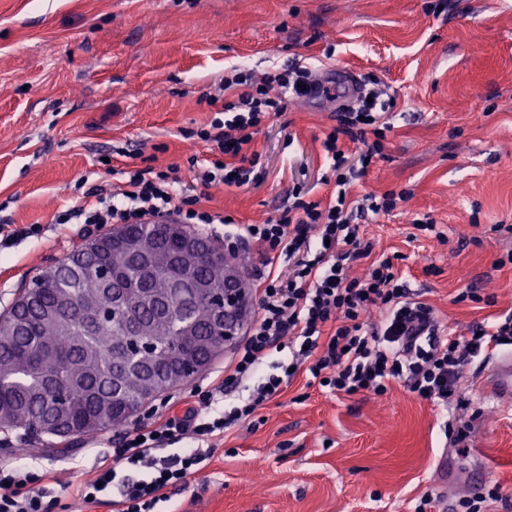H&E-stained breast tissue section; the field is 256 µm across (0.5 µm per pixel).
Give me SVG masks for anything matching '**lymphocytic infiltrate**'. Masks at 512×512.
Instances as JSON below:
<instances>
[{
    "instance_id": "1",
    "label": "lymphocytic infiltrate",
    "mask_w": 512,
    "mask_h": 512,
    "mask_svg": "<svg viewBox=\"0 0 512 512\" xmlns=\"http://www.w3.org/2000/svg\"><path fill=\"white\" fill-rule=\"evenodd\" d=\"M353 101L341 105L336 124L324 136V152L336 193L328 204L306 200L302 188L282 214L263 224H246L226 236L225 246H255L264 267L257 274V316L239 343L224 376L215 385H195L184 409L173 411L170 398L148 406L115 439L106 455L110 462L84 483L78 496L96 504L120 483V498L112 512H154L168 501L169 488L185 485L212 456L214 440L227 429L254 423L257 412L280 397L297 370L309 371L339 395L386 394L390 380L404 381L410 392L430 402H447L468 358L512 344V315L492 324H478L468 334L438 330L431 307L412 299L393 259L375 251L373 241L360 236L368 215L386 214L406 192L388 191L354 199L350 188L383 157V140L391 124L394 98L385 96L372 76ZM318 78L308 68L292 64L255 75L238 66L221 77L208 95L209 105L222 114L197 129L196 137L210 154L206 163L190 157L193 183L203 187H244L260 178L258 155L251 145L262 123L286 108L288 100L315 89ZM236 100L225 101L227 90ZM358 143L356 155L338 145L340 137ZM199 195L189 193L177 167L152 166L129 171L123 188L104 194L91 190L77 204L58 213L59 224H147L163 214L207 231L225 218L202 210ZM284 260L286 270L274 268ZM366 261L363 276L354 277L355 262ZM380 311L372 322V311ZM287 359L273 362L274 352ZM188 441V448L167 454L168 446ZM140 471L138 479H118V466ZM55 480L24 465L0 464V512H50Z\"/></svg>"
}]
</instances>
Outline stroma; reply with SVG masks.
<instances>
[{
    "label": "stroma",
    "instance_id": "obj_1",
    "mask_svg": "<svg viewBox=\"0 0 512 512\" xmlns=\"http://www.w3.org/2000/svg\"><path fill=\"white\" fill-rule=\"evenodd\" d=\"M291 61L320 76L338 67L374 75L395 97L386 156L353 193L409 190L361 229L395 256L415 299L462 333L512 312V266L495 265L512 238L490 230L512 225V0H0V225L43 228L0 247V311L81 245L79 225L55 223L59 211L88 190L112 191L125 171H184L191 155L206 158L187 135L214 117L204 101L214 82L236 65L261 74ZM338 106L333 95L292 100L261 128L260 180L204 191L202 208L231 219L218 232L275 218L298 185L329 201L322 140ZM417 214L443 239L416 230ZM471 287L494 304L456 302ZM485 366L477 357L463 367L444 408L400 380L383 396H337L299 373L261 409L262 424L227 431L156 510L413 512L427 494L428 512H456L465 491L435 483L445 452L500 485L486 512H512V411L476 390ZM448 418L464 428L479 420L482 452L447 445ZM112 436L63 456L34 451L36 467L57 474L52 512H111L82 504L77 489Z\"/></svg>",
    "mask_w": 512,
    "mask_h": 512
}]
</instances>
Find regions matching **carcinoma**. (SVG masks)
I'll use <instances>...</instances> for the list:
<instances>
[{"label":"carcinoma","mask_w":512,"mask_h":512,"mask_svg":"<svg viewBox=\"0 0 512 512\" xmlns=\"http://www.w3.org/2000/svg\"><path fill=\"white\" fill-rule=\"evenodd\" d=\"M182 224H125L153 256L157 240L178 252ZM140 257L112 251V241L94 250H72L50 277L42 271L0 314V412L21 441H35L56 455L71 442L56 438L51 422L63 414L64 433L83 438L112 429L149 404L156 391L126 372L131 347L151 342L143 374L172 390L183 385L185 365L208 357L224 327L205 303L171 296L186 271L221 289L223 281L207 259L187 257L180 264L156 262L146 277ZM162 290L166 304L138 308L124 302Z\"/></svg>","instance_id":"carcinoma-1"}]
</instances>
